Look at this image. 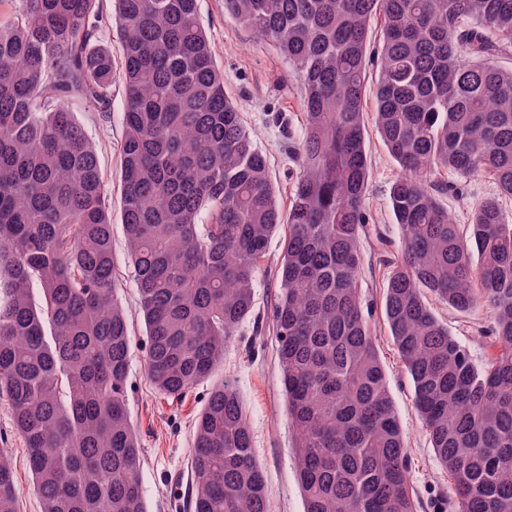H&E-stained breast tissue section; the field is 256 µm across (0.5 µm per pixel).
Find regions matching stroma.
I'll return each instance as SVG.
<instances>
[{"mask_svg":"<svg viewBox=\"0 0 512 512\" xmlns=\"http://www.w3.org/2000/svg\"><path fill=\"white\" fill-rule=\"evenodd\" d=\"M197 11L224 72V90L237 105L242 124L268 158L269 176L280 206L288 207L299 173L290 147L303 132L299 82L271 44L225 15L224 0H197ZM73 110L98 151L114 214L112 254L116 299L128 317L133 336L125 394L142 448L140 478L148 512H186L195 424L211 389L225 381L232 384L245 406L254 455L265 473L274 512H303L271 318L276 295L274 270L281 257L284 232H277L269 243L258 270L254 314L241 324L234 344L224 355L223 365L182 397L159 394L145 373L146 339L119 218L123 87L113 84L107 110L81 101L74 103ZM364 122L369 156L366 206L372 221L361 239L363 299L371 314L376 345L409 448L411 484L420 501V512H452L451 481L436 461L414 409L409 378L382 315L383 284L390 270L389 260L399 249L402 236L389 205L390 188L399 168L377 133L374 99L370 96L364 99ZM429 305L447 323L452 336L469 349L478 366H486L494 358L497 347L486 334L492 323L487 310L460 314L434 298ZM0 448L11 458L21 512H41L27 448L14 430L10 405L3 398H0Z\"/></svg>","mask_w":512,"mask_h":512,"instance_id":"35a3bbf8","label":"stroma"}]
</instances>
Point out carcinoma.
Returning <instances> with one entry per match:
<instances>
[{"instance_id":"obj_1","label":"carcinoma","mask_w":512,"mask_h":512,"mask_svg":"<svg viewBox=\"0 0 512 512\" xmlns=\"http://www.w3.org/2000/svg\"><path fill=\"white\" fill-rule=\"evenodd\" d=\"M196 3L114 0L117 62L97 44L99 0H0V397L42 512H148L109 191L70 108L108 107L118 77L121 224L152 384L181 397L224 361L286 224L273 325L304 512H417L362 299L373 68L377 132L400 168L389 198L402 241L384 318L456 512H512V218L500 203L512 198V69L497 65L512 49V0H224V14L272 43L301 83L286 211L224 91ZM484 177L498 196L462 228L440 196L459 198ZM428 294L457 313L490 312L488 367ZM190 471L191 512H273L227 382L200 413ZM0 512H20L2 450Z\"/></svg>"}]
</instances>
